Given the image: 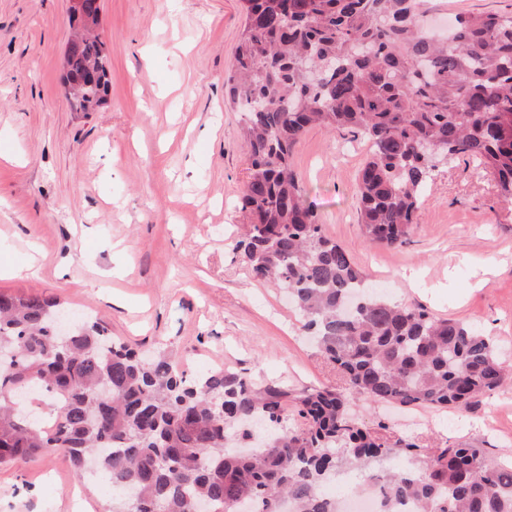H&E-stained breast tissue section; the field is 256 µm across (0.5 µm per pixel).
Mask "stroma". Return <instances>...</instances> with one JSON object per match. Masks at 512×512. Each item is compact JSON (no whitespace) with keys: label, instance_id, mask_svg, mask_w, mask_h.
Here are the masks:
<instances>
[{"label":"stroma","instance_id":"stroma-1","mask_svg":"<svg viewBox=\"0 0 512 512\" xmlns=\"http://www.w3.org/2000/svg\"><path fill=\"white\" fill-rule=\"evenodd\" d=\"M69 7L0 0V291L52 295L141 348L171 347L191 376L224 366L297 391L341 386L284 291L254 278L236 249L251 158L224 81L240 0H101L112 85L96 112L67 98ZM424 7L445 26L510 12L512 0ZM366 153L351 135L309 129L293 156L305 203L370 283L387 280V299L474 326L512 366V198L478 160L455 158L436 172L409 242L371 245L355 181ZM358 415L423 448L512 461V384L466 410L363 402ZM74 492L92 512L112 505L61 455L0 468V512H72Z\"/></svg>","mask_w":512,"mask_h":512}]
</instances>
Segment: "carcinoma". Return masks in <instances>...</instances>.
I'll return each mask as SVG.
<instances>
[{
	"label": "carcinoma",
	"mask_w": 512,
	"mask_h": 512,
	"mask_svg": "<svg viewBox=\"0 0 512 512\" xmlns=\"http://www.w3.org/2000/svg\"><path fill=\"white\" fill-rule=\"evenodd\" d=\"M245 25L229 77L245 112L252 216L239 249L255 277L288 293L345 388L297 393L215 368L193 377L164 348L146 356L100 321L57 334L55 297L0 293V466L48 454L86 461L112 485L111 512H339L325 486L360 472L384 512H512V465L481 448L422 453L357 420V401L468 409L512 380L492 340L370 287L325 234L293 168L308 127L366 141L358 175L366 239L407 243L423 192L453 157L479 160L512 196V13L469 14L433 40L407 18L419 0H240ZM71 65L99 72L73 109L105 101L111 86L97 35ZM59 401L50 422L13 408V394ZM293 409L302 426L283 425ZM396 458L408 466L377 474Z\"/></svg>",
	"instance_id": "cac0c4a2"
}]
</instances>
